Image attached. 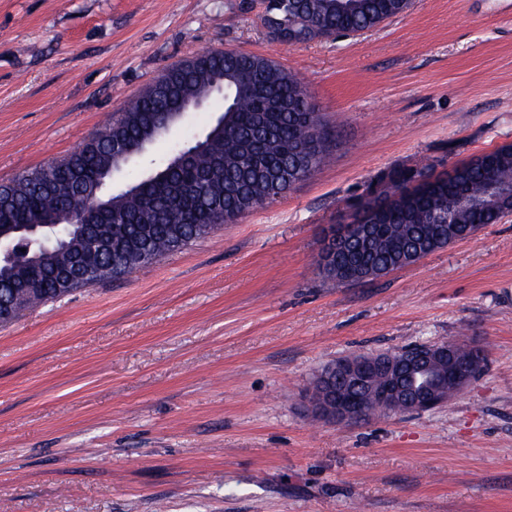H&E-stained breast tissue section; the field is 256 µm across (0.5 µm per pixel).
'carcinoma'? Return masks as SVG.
Listing matches in <instances>:
<instances>
[{
  "mask_svg": "<svg viewBox=\"0 0 512 512\" xmlns=\"http://www.w3.org/2000/svg\"><path fill=\"white\" fill-rule=\"evenodd\" d=\"M262 22L269 39L297 45L375 28L406 12L411 0H263ZM224 84V94L216 86ZM302 79L263 55L202 50L168 68L132 106L119 113L98 140H87L68 157L0 183V233L12 244L0 255V326L37 303L56 301L106 279L132 274L164 254L213 234L286 194L311 178L329 158L328 135L308 101ZM220 102V116L185 158L173 153L164 163L141 170L132 183L104 195L103 173L121 171L129 149L148 148L170 126L181 123L192 105ZM512 186V146L505 145L460 163L444 177L426 172L411 186L398 177L377 196V239L364 249L362 267H330L324 278L338 283L381 277L401 269L409 252L437 250L429 212L448 208L444 235L479 231L512 208L507 199L492 207L456 209L459 198H479L487 181ZM57 224L66 247L46 249L42 230L15 229ZM87 264V283L59 280L57 270Z\"/></svg>",
  "mask_w": 512,
  "mask_h": 512,
  "instance_id": "1",
  "label": "carcinoma"
}]
</instances>
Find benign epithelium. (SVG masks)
I'll list each match as a JSON object with an SVG mask.
<instances>
[{"label": "benign epithelium", "mask_w": 512, "mask_h": 512, "mask_svg": "<svg viewBox=\"0 0 512 512\" xmlns=\"http://www.w3.org/2000/svg\"><path fill=\"white\" fill-rule=\"evenodd\" d=\"M346 228L329 235L321 244L319 261L327 265L338 259L345 242ZM472 362L458 359V344L427 345V351L410 360L380 358L373 354L350 355L318 372L306 390L304 407L308 414L328 423H355L370 417L367 398L375 399L388 414H418L432 410L463 391L484 365V349L469 344Z\"/></svg>", "instance_id": "obj_1"}]
</instances>
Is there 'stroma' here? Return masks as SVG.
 <instances>
[{"instance_id":"stroma-1","label":"stroma","mask_w":512,"mask_h":512,"mask_svg":"<svg viewBox=\"0 0 512 512\" xmlns=\"http://www.w3.org/2000/svg\"><path fill=\"white\" fill-rule=\"evenodd\" d=\"M259 0H0V182L59 160L203 49L306 82L330 163L129 276L0 327V512H512V218L389 275L319 271L393 173L512 144V0H414L379 27L271 41ZM192 112L153 145L204 135ZM476 341L482 373L421 414L313 419L336 359ZM346 227L336 229V232L329 235L321 244L319 261L321 265H327L337 261L338 255L345 242Z\"/></svg>"}]
</instances>
